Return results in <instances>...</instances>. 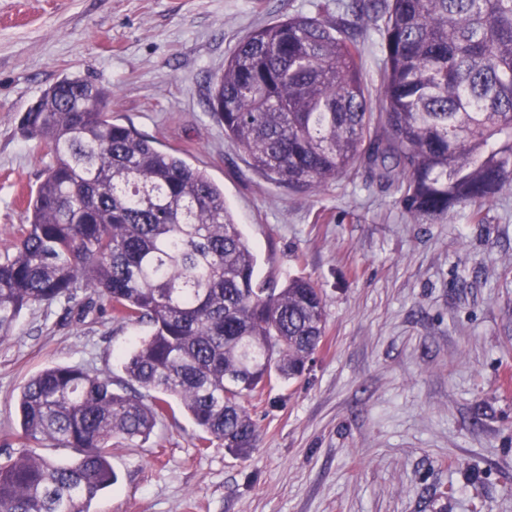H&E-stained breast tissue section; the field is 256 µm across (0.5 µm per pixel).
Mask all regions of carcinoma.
Wrapping results in <instances>:
<instances>
[{
	"label": "carcinoma",
	"mask_w": 512,
	"mask_h": 512,
	"mask_svg": "<svg viewBox=\"0 0 512 512\" xmlns=\"http://www.w3.org/2000/svg\"><path fill=\"white\" fill-rule=\"evenodd\" d=\"M365 21L384 51L376 110ZM111 99L109 86L65 76L20 118L49 162L0 256V339L23 309L79 288L149 334L120 356L128 391L79 365L28 380L0 512H89L116 481L112 441L145 440L178 410L201 445L249 458L260 441L249 406L302 376L324 335L314 281L258 282L224 190L179 150L112 122ZM207 106L251 167L291 190L362 167L417 220L479 209L512 187V0H345L334 18L289 15L238 43ZM46 442L74 460L39 452Z\"/></svg>",
	"instance_id": "1"
}]
</instances>
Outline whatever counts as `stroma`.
<instances>
[{
	"mask_svg": "<svg viewBox=\"0 0 512 512\" xmlns=\"http://www.w3.org/2000/svg\"><path fill=\"white\" fill-rule=\"evenodd\" d=\"M319 0H0V255L26 219L43 151L19 121L51 84L111 87L112 117L180 150L223 186L257 278H311L326 332L304 374L251 415L243 460L200 447L182 414L113 447L118 480L89 512H512V188L474 219L430 223L358 171L318 192L255 172L206 104L250 31ZM68 307L23 309L0 340V461L20 443L18 399L46 366L127 376L118 358L148 329Z\"/></svg>",
	"mask_w": 512,
	"mask_h": 512,
	"instance_id": "obj_1",
	"label": "stroma"
}]
</instances>
